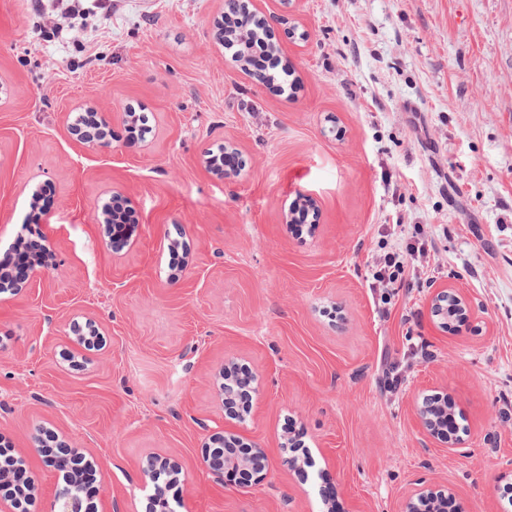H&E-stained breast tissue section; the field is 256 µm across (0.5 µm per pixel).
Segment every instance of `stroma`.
Returning a JSON list of instances; mask_svg holds the SVG:
<instances>
[{"instance_id": "obj_1", "label": "stroma", "mask_w": 512, "mask_h": 512, "mask_svg": "<svg viewBox=\"0 0 512 512\" xmlns=\"http://www.w3.org/2000/svg\"><path fill=\"white\" fill-rule=\"evenodd\" d=\"M243 2L290 95L217 40L224 0H75L66 20L0 0V254L21 233L49 251L0 293V448L36 483L18 512L65 486L34 448L47 429L95 465L88 512H149L152 455L184 475L176 512H326L327 490L335 512H404L420 482L456 512H512V0ZM89 104L111 148L74 134ZM130 108L150 134L131 137ZM228 145L223 179L206 160ZM117 190L135 222L118 252L101 223ZM306 197L314 229L286 221ZM415 236L414 287L375 288ZM446 288L466 322L434 316ZM228 365L254 377L240 419ZM434 397L458 447L423 430ZM224 432L264 448L263 483L206 472Z\"/></svg>"}]
</instances>
